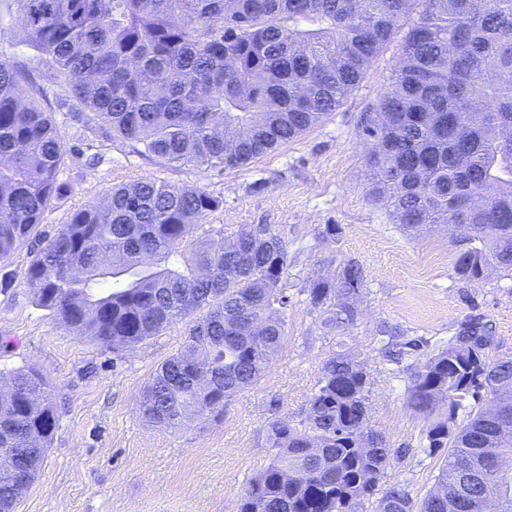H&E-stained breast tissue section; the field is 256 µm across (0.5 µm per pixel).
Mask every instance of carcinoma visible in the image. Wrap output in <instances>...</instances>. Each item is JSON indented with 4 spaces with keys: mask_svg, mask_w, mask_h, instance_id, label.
Masks as SVG:
<instances>
[{
    "mask_svg": "<svg viewBox=\"0 0 512 512\" xmlns=\"http://www.w3.org/2000/svg\"><path fill=\"white\" fill-rule=\"evenodd\" d=\"M0 259L30 239L66 191L53 110L85 131L120 138L141 157L221 172L301 136L336 111L396 37L400 58L361 118L371 195L406 230L470 224L455 273L476 283L512 271V0H0ZM23 52H15L17 46ZM57 90L46 97L39 79ZM220 200L202 187L152 178L76 210L31 260L35 304L115 359L189 320L183 346L144 386L139 416L176 428L219 418L256 384L281 348L288 250L267 224L236 245H179ZM364 286L354 260L309 282L330 332L354 325ZM385 349L419 340L384 327ZM481 316L406 368L408 404L426 423L420 445L446 450L420 504L398 484L379 488L390 445L370 425L365 367L339 352L322 362L304 417L266 425L270 464L241 492L238 512H480L448 479L474 450L512 462V360ZM471 409L466 424L459 412ZM58 425L49 384L34 367L0 373V512H13L12 471L39 472Z\"/></svg>",
    "mask_w": 512,
    "mask_h": 512,
    "instance_id": "obj_1",
    "label": "carcinoma"
}]
</instances>
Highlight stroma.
<instances>
[{"label": "stroma", "instance_id": "stroma-1", "mask_svg": "<svg viewBox=\"0 0 512 512\" xmlns=\"http://www.w3.org/2000/svg\"><path fill=\"white\" fill-rule=\"evenodd\" d=\"M398 60L399 46L390 44L321 124L221 173L148 161L121 139L93 142L92 152L104 160L86 166L72 156L84 144L82 134L67 114L55 113L69 153L61 172L67 191L35 235L0 261V372L39 368L55 388L59 417L51 448L14 512H238L247 480L270 461L268 419L302 417L323 360L342 350L369 372L370 423L391 446L381 487L401 484L417 502L433 488L444 455L421 448L424 422L407 406L408 378L401 366L384 361L375 329L384 322L433 348L447 344L466 317L481 315L498 337L494 357L512 359V275L496 272L477 284L458 280L453 232H406L370 198L360 118L376 105ZM144 177L202 187L220 199L184 251L253 224L271 225L288 249L291 302L281 314L285 339L270 369L229 401L223 418L177 429L146 425L138 402L149 375L182 347L187 322L116 362L91 337L68 331L36 306L24 278L33 255L75 210ZM330 224L338 228L332 240L322 236ZM349 259L366 275L361 314L355 325L330 333L304 287Z\"/></svg>", "mask_w": 512, "mask_h": 512}]
</instances>
